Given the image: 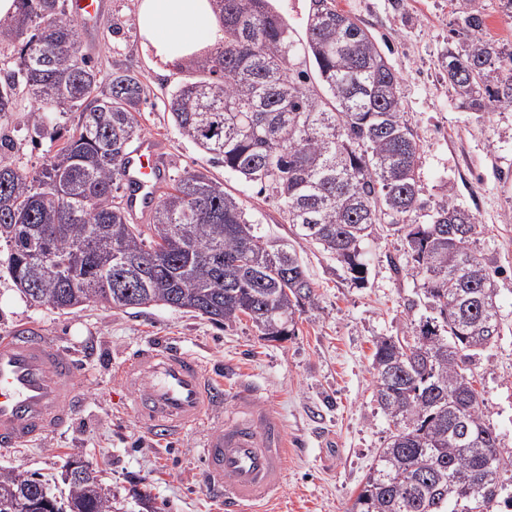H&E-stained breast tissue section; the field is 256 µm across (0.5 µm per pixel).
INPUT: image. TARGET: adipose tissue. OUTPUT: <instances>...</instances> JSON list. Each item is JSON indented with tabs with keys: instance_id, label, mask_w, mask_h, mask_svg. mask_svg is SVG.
<instances>
[{
	"instance_id": "1",
	"label": "adipose tissue",
	"mask_w": 512,
	"mask_h": 512,
	"mask_svg": "<svg viewBox=\"0 0 512 512\" xmlns=\"http://www.w3.org/2000/svg\"><path fill=\"white\" fill-rule=\"evenodd\" d=\"M141 53L154 68L188 62L224 36L215 0H136Z\"/></svg>"
}]
</instances>
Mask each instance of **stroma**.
Wrapping results in <instances>:
<instances>
[{
    "mask_svg": "<svg viewBox=\"0 0 512 512\" xmlns=\"http://www.w3.org/2000/svg\"><path fill=\"white\" fill-rule=\"evenodd\" d=\"M102 21L93 35L79 34L82 55L102 76L115 68L138 72L146 87L139 121L143 136L161 138L172 175L209 167L244 205L246 217L276 241L294 246L318 297L300 315L293 336L264 339L249 319L215 323L165 305L112 309L89 304L71 314L34 304L13 283L8 249L0 245V335L18 326L40 330L79 363L82 404L69 428L24 449L0 448V469L60 481L73 449L112 487L113 512H140L134 495L150 493L156 512H225L202 485L200 435L162 443L122 407L115 373L139 345L170 340L196 352L226 390L255 387L279 413L288 434L281 497L267 512H349L378 451L392 429L375 401L372 354L382 337L413 340L427 317L422 282L392 224L376 225L361 244L364 280L354 279L332 254L299 238L272 199L257 187L210 165L170 117V92L187 77L184 67L163 73L139 49L135 0H101ZM378 41L401 77L407 119L421 139L416 180L419 200L430 206L448 197L482 226L474 251L495 281L501 333L469 365L481 407L502 447L512 448V108L471 111L442 76L449 51L470 33L457 20L454 0H336ZM30 106L20 95L8 124L16 167L31 170L60 147L56 128L75 113H53L42 134L23 124Z\"/></svg>",
    "mask_w": 512,
    "mask_h": 512,
    "instance_id": "stroma-1",
    "label": "stroma"
}]
</instances>
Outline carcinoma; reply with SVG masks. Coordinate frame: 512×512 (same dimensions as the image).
Here are the masks:
<instances>
[{"instance_id":"obj_1","label":"carcinoma","mask_w":512,"mask_h":512,"mask_svg":"<svg viewBox=\"0 0 512 512\" xmlns=\"http://www.w3.org/2000/svg\"><path fill=\"white\" fill-rule=\"evenodd\" d=\"M0 18L20 66L0 81V120L25 91V123L78 113L53 158L33 173L9 161L0 137V241L8 271L32 301L67 312L97 302L197 313L216 323L248 317L261 335L295 334V314L317 304L290 245L265 238L240 200L202 167L170 182L149 235L129 222L119 195L123 158L141 136L144 85L135 72L100 70L78 57V22L64 0H16ZM224 44L196 58L170 93L181 134L214 164L277 200L298 236L344 263L354 278L360 243L373 225L397 231L436 313L404 357L391 337L376 340L375 398L390 417L351 512H512V449L500 444L465 364L500 336L497 291L473 251L475 217L442 198L419 221L420 137L405 118L401 77L373 35L336 8L311 0L305 39L270 0H216ZM464 28L485 17L456 0ZM448 83L475 112L512 108V51L489 40L448 52ZM59 500L43 482L0 470V512H112L111 492L76 452Z\"/></svg>"}]
</instances>
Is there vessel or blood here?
Masks as SVG:
<instances>
[{
	"mask_svg": "<svg viewBox=\"0 0 512 512\" xmlns=\"http://www.w3.org/2000/svg\"><path fill=\"white\" fill-rule=\"evenodd\" d=\"M71 13L87 31L101 23V0H70ZM168 176L160 144L146 138L127 156L121 179L130 215L147 212ZM73 356L38 332L0 337V447L21 448L66 429L79 407ZM117 377L126 408L155 439L165 441L204 427L218 414L200 450L208 487L223 496L226 512H263L283 487L287 463L282 419L251 387L234 395L225 414L224 384L203 359L181 346L160 341L137 348Z\"/></svg>",
	"mask_w": 512,
	"mask_h": 512,
	"instance_id": "1",
	"label": "vessel or blood"
}]
</instances>
